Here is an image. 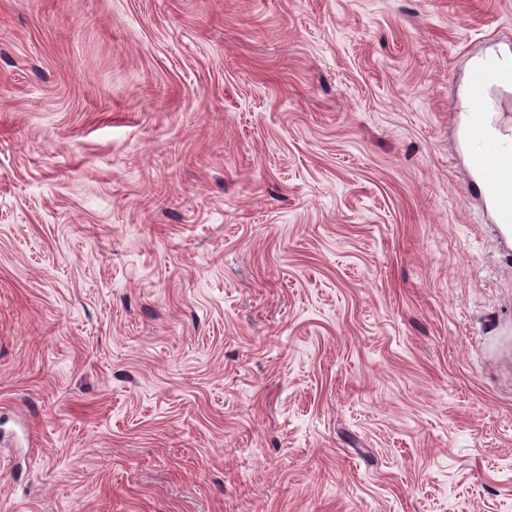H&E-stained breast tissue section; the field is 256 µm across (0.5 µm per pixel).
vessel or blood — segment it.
<instances>
[{"instance_id":"obj_1","label":"vessel or blood","mask_w":512,"mask_h":512,"mask_svg":"<svg viewBox=\"0 0 512 512\" xmlns=\"http://www.w3.org/2000/svg\"><path fill=\"white\" fill-rule=\"evenodd\" d=\"M509 87L512 57L498 52L481 57L467 88L475 108L464 115L460 129L472 176L504 239L512 238V132L485 111L484 102L493 90Z\"/></svg>"}]
</instances>
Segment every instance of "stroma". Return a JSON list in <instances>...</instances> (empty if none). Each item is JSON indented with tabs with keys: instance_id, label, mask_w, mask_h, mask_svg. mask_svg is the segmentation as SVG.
Returning <instances> with one entry per match:
<instances>
[{
	"instance_id": "1",
	"label": "stroma",
	"mask_w": 512,
	"mask_h": 512,
	"mask_svg": "<svg viewBox=\"0 0 512 512\" xmlns=\"http://www.w3.org/2000/svg\"><path fill=\"white\" fill-rule=\"evenodd\" d=\"M495 51L512 0H0V512H512ZM509 87L511 58L499 52L481 57L467 88L476 108L464 115L460 129L472 176L505 240L512 238V134L485 112L484 101L493 90Z\"/></svg>"
}]
</instances>
